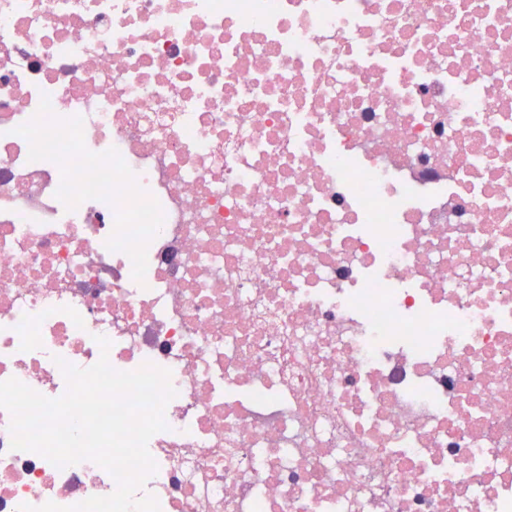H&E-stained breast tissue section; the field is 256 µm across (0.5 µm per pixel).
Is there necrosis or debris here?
<instances>
[{
	"instance_id": "1",
	"label": "necrosis or debris",
	"mask_w": 512,
	"mask_h": 512,
	"mask_svg": "<svg viewBox=\"0 0 512 512\" xmlns=\"http://www.w3.org/2000/svg\"><path fill=\"white\" fill-rule=\"evenodd\" d=\"M100 336L160 512H512V0H0V381Z\"/></svg>"
}]
</instances>
